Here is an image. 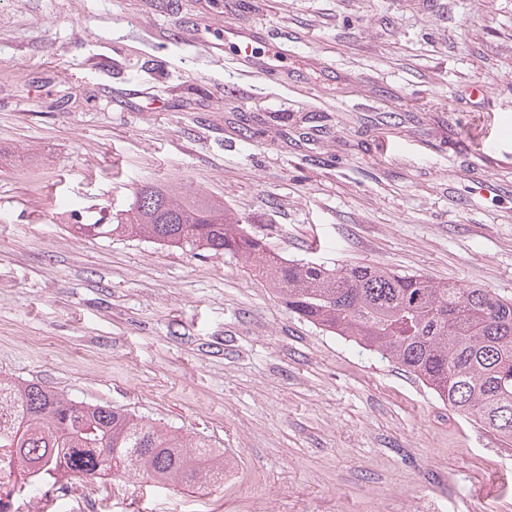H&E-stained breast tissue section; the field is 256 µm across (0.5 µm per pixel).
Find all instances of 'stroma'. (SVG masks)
Masks as SVG:
<instances>
[{
    "label": "stroma",
    "instance_id": "1",
    "mask_svg": "<svg viewBox=\"0 0 512 512\" xmlns=\"http://www.w3.org/2000/svg\"><path fill=\"white\" fill-rule=\"evenodd\" d=\"M264 33L250 65L224 29ZM199 190L283 258L512 298V0H0V373L201 435L103 512H512V447L213 253L79 237Z\"/></svg>",
    "mask_w": 512,
    "mask_h": 512
}]
</instances>
